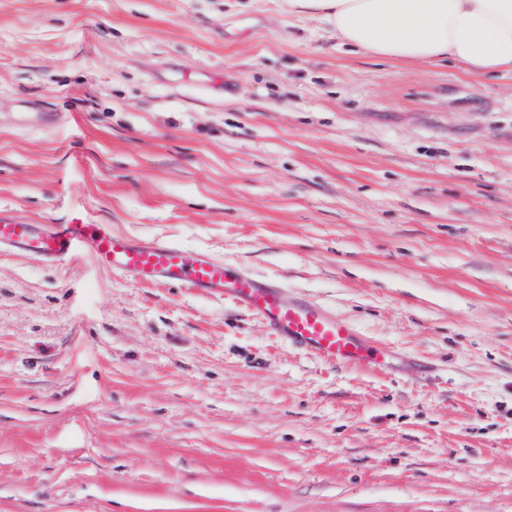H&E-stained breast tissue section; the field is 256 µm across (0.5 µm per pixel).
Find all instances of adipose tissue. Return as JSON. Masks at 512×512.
Listing matches in <instances>:
<instances>
[{"instance_id":"obj_1","label":"adipose tissue","mask_w":512,"mask_h":512,"mask_svg":"<svg viewBox=\"0 0 512 512\" xmlns=\"http://www.w3.org/2000/svg\"><path fill=\"white\" fill-rule=\"evenodd\" d=\"M357 52L512 73V0H287Z\"/></svg>"}]
</instances>
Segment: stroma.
Here are the masks:
<instances>
[{
	"label": "stroma",
	"mask_w": 512,
	"mask_h": 512,
	"mask_svg": "<svg viewBox=\"0 0 512 512\" xmlns=\"http://www.w3.org/2000/svg\"><path fill=\"white\" fill-rule=\"evenodd\" d=\"M0 213L207 251L433 370L0 252V512H512V73L282 0H0Z\"/></svg>",
	"instance_id": "stroma-1"
}]
</instances>
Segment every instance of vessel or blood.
Here are the masks:
<instances>
[{
    "label": "vessel or blood",
    "instance_id": "1",
    "mask_svg": "<svg viewBox=\"0 0 512 512\" xmlns=\"http://www.w3.org/2000/svg\"><path fill=\"white\" fill-rule=\"evenodd\" d=\"M0 250L54 264L80 253L134 285L166 284L222 297L255 314L269 335L289 348L332 363L379 371L392 358L350 320L289 296L273 282L244 277L207 252L113 233L108 224H27L0 215Z\"/></svg>",
    "mask_w": 512,
    "mask_h": 512
}]
</instances>
